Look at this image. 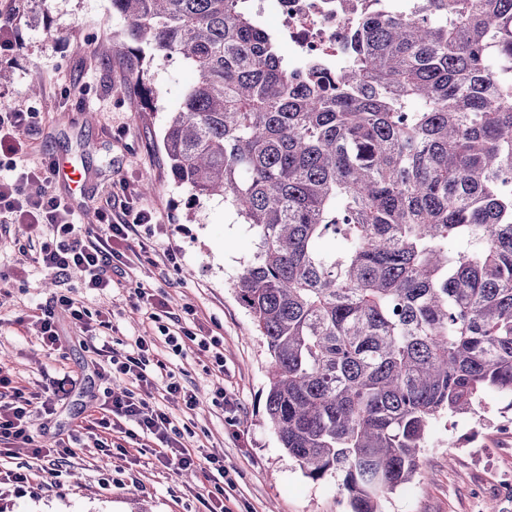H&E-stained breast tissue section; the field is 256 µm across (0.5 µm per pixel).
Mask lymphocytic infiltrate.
<instances>
[{"instance_id":"lymphocytic-infiltrate-1","label":"lymphocytic infiltrate","mask_w":512,"mask_h":512,"mask_svg":"<svg viewBox=\"0 0 512 512\" xmlns=\"http://www.w3.org/2000/svg\"><path fill=\"white\" fill-rule=\"evenodd\" d=\"M34 119L31 112L0 113V157L7 159L0 170V223L14 224L29 232L45 224L51 226V238L40 245L38 261L43 270L59 277L76 270L86 288L99 293L108 290L112 286L111 274L118 269L126 251L136 248L140 253L148 252L154 234L152 216L136 210L130 221L117 224L111 213L104 210L98 215L97 227L85 229L64 197L48 191L27 193L28 184L48 181L54 172L50 165L29 166L20 161L24 153L21 132ZM59 308L82 328L93 318L82 301L65 294L57 297L54 305L43 308L36 316L39 339L42 346L53 351L62 348L55 321ZM143 309L151 321L159 323V331L173 355L182 357L190 350L210 353L213 371L223 372V342L219 337L193 331L178 317L173 318L171 325L161 324V315L152 302H144ZM96 353L108 365V377L125 378L131 388L120 396L104 389V398L93 413L75 425L66 439L52 446L42 443V434L32 429L30 419L38 411L52 414L55 402L62 399L68 388L78 384V375L65 374L29 392L13 386L11 378L0 373V459L12 457L15 449H27L31 459L38 463L36 470L55 478L77 449L93 448L100 455L111 456L107 435L113 432L125 444L149 449L173 473L198 469L208 472L213 484L207 492L208 512H225L224 490L236 483L234 468L225 465L223 458L205 457L188 447L172 417L156 401L160 392L179 394L186 408L193 410L199 405L197 391L184 389L175 371L155 358L152 344L144 337L133 340L128 350L118 351L105 343ZM33 471L0 467V498L25 493Z\"/></svg>"}]
</instances>
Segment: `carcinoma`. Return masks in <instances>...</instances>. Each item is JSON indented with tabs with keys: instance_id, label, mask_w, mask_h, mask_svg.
Returning a JSON list of instances; mask_svg holds the SVG:
<instances>
[{
	"instance_id": "carcinoma-1",
	"label": "carcinoma",
	"mask_w": 512,
	"mask_h": 512,
	"mask_svg": "<svg viewBox=\"0 0 512 512\" xmlns=\"http://www.w3.org/2000/svg\"><path fill=\"white\" fill-rule=\"evenodd\" d=\"M343 5L334 79L288 70L248 0H112V50L143 112L147 54L196 72L164 151L254 231L233 288L272 357L265 417L309 478L380 512L433 420L512 397V0Z\"/></svg>"
}]
</instances>
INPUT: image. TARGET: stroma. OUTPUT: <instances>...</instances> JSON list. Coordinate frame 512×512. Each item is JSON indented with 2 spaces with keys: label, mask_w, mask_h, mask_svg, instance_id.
<instances>
[{
  "label": "stroma",
  "mask_w": 512,
  "mask_h": 512,
  "mask_svg": "<svg viewBox=\"0 0 512 512\" xmlns=\"http://www.w3.org/2000/svg\"><path fill=\"white\" fill-rule=\"evenodd\" d=\"M0 12L9 13L17 37L14 51L0 55L7 76L0 83V113L41 115L23 135L25 161L72 162L86 174L81 189L58 176L45 189L67 197L89 228L105 207L114 222L123 221L124 204L132 202L153 217L156 251L176 257L163 268L145 257L132 259L114 276L111 293L99 297L86 293L79 273L59 279L37 267L38 243L48 229L29 235L0 226V272L8 276L0 283V366L18 386L70 371L84 375L53 414L34 417V429L59 441L92 413L104 387L118 393L126 387L119 378L100 379L103 363L95 349L105 339L82 331L63 310L55 312L62 350L42 346L24 314L66 294L111 321V343L154 338L159 359L172 362L183 386L198 389L195 410L176 399L162 406L178 419L188 444L236 468V486L225 492L229 512H348L339 478L307 477L264 416L272 358L232 288L254 250L252 230L223 198L189 205L188 192L169 173L163 135L193 72L177 55L154 57L150 73L159 94L151 111L141 112L128 72L112 54V34L124 21L111 0H0ZM138 288L158 295L171 313L196 308L206 331L224 340L223 373L211 372L204 352L172 358L156 324L133 306ZM219 389L234 398V415L212 405ZM126 465L124 456L106 462L95 449H83L65 466L59 486L0 500V512H206L202 472L173 474L147 453L134 468L136 483L123 485L115 477ZM380 510L512 512V398L488 391L478 415L435 420L417 474L382 498Z\"/></svg>",
  "instance_id": "obj_1"
}]
</instances>
